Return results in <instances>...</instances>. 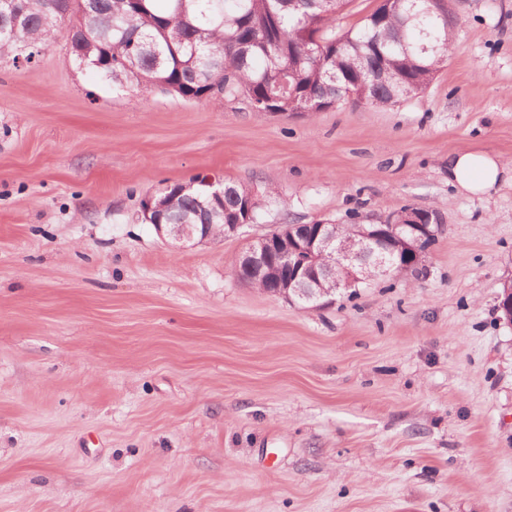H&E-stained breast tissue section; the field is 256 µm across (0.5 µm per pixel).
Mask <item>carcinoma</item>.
<instances>
[{
	"instance_id": "carcinoma-1",
	"label": "carcinoma",
	"mask_w": 512,
	"mask_h": 512,
	"mask_svg": "<svg viewBox=\"0 0 512 512\" xmlns=\"http://www.w3.org/2000/svg\"><path fill=\"white\" fill-rule=\"evenodd\" d=\"M19 27L0 16V60H30L67 37L78 8L57 0H15ZM348 0H90L77 46L79 67L115 85L146 84L187 100L239 93L270 99L282 115L347 102L361 81L369 105L388 107L424 91L452 51L456 19L438 0H383L361 24L336 33ZM210 184H175L158 197L171 223L212 224ZM250 189L224 184V223H257Z\"/></svg>"
}]
</instances>
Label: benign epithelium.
<instances>
[{"label": "benign epithelium", "instance_id": "1", "mask_svg": "<svg viewBox=\"0 0 512 512\" xmlns=\"http://www.w3.org/2000/svg\"><path fill=\"white\" fill-rule=\"evenodd\" d=\"M153 226L162 238L200 243L212 238L216 228L228 237L238 234L245 224H170L159 218ZM443 228L440 216L413 206L376 216L374 223L359 224L349 235L337 233V225L330 223L280 224L247 243L235 276L248 285H260L266 281L268 267L277 265L287 276L269 293L289 300L296 296L320 307L323 298L357 283L421 266Z\"/></svg>", "mask_w": 512, "mask_h": 512}]
</instances>
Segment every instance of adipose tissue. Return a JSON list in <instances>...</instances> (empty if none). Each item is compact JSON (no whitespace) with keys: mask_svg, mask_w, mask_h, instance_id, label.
<instances>
[{"mask_svg":"<svg viewBox=\"0 0 512 512\" xmlns=\"http://www.w3.org/2000/svg\"><path fill=\"white\" fill-rule=\"evenodd\" d=\"M510 177L512 168L488 152L462 150L448 156V181L465 193L486 194Z\"/></svg>","mask_w":512,"mask_h":512,"instance_id":"ef3b65f1","label":"adipose tissue"}]
</instances>
